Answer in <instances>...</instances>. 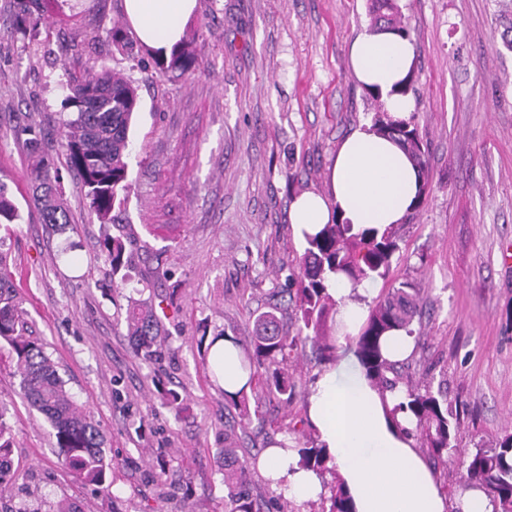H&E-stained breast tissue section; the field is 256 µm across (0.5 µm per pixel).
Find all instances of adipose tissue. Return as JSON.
<instances>
[{
	"label": "adipose tissue",
	"instance_id": "1",
	"mask_svg": "<svg viewBox=\"0 0 512 512\" xmlns=\"http://www.w3.org/2000/svg\"><path fill=\"white\" fill-rule=\"evenodd\" d=\"M196 7L197 0H124L140 42L164 56L182 41ZM415 54L413 41L399 32L372 27L358 33L348 48L356 82L379 95L385 112L396 119L415 110L411 95L400 90ZM327 182V192L309 190L291 200L288 220L296 239L317 234L335 218L379 229L402 223L421 179L396 142L363 123L340 144ZM327 291L336 304L341 335H358L374 288L336 275L329 277ZM404 399L403 389L375 388L352 349L341 352L310 386L308 418L332 457L354 512H448L452 506L457 512H492L481 489L461 491L455 502H448L410 434L412 422L389 413ZM261 470L273 489L296 504L318 500L325 492L323 476L301 468L294 449H266Z\"/></svg>",
	"mask_w": 512,
	"mask_h": 512
}]
</instances>
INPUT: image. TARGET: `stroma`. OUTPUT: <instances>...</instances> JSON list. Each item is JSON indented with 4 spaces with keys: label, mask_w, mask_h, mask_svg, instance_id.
<instances>
[{
    "label": "stroma",
    "mask_w": 512,
    "mask_h": 512,
    "mask_svg": "<svg viewBox=\"0 0 512 512\" xmlns=\"http://www.w3.org/2000/svg\"><path fill=\"white\" fill-rule=\"evenodd\" d=\"M75 16L23 49L10 38L12 0H0V182L20 210L0 226L17 297L77 404L88 408L112 460L97 493L62 466L47 420L0 362V401L14 436L15 482L0 512H227L225 409L210 344L244 342L273 291L291 288L305 246L288 222L292 197L326 188L342 139L371 119L372 100L348 67V47L370 23L367 0H197L186 30L191 57L164 71L141 42L113 49L127 26L124 0H73ZM418 54L411 95L432 183L400 250L387 291L423 290L420 383H446L461 419V447H493L512 432V52L500 41L502 0H399ZM92 46L82 47L86 36ZM120 71L138 88L135 157L119 225L100 223L76 175L64 171L65 230L30 209L28 148L17 122L43 127L45 149L65 159L55 130L67 117L64 72ZM124 235L127 285L105 272L100 245ZM173 295L162 358L145 363L125 322L131 302L157 308ZM321 365L293 352L296 397L249 398L235 446H311L306 399ZM175 389L179 406L161 395Z\"/></svg>",
    "instance_id": "obj_1"
}]
</instances>
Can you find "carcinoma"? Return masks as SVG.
I'll list each match as a JSON object with an SVG mask.
<instances>
[{
	"label": "carcinoma",
	"mask_w": 512,
	"mask_h": 512,
	"mask_svg": "<svg viewBox=\"0 0 512 512\" xmlns=\"http://www.w3.org/2000/svg\"><path fill=\"white\" fill-rule=\"evenodd\" d=\"M70 0H14L15 18L10 37L22 42L35 39L39 28L51 31L56 18L65 15ZM369 15L374 28H396L409 33L398 0H369ZM500 37L505 48L512 50V9L499 16ZM65 102L73 108L59 121L58 146L65 156L67 169L81 180L91 214L102 224L119 223L116 207L127 192L128 172L133 151L129 128L138 109V94L132 81L102 66L77 76L66 74L61 82ZM373 126L382 135L399 141L419 168L422 192L429 187L428 160L415 117L393 120L381 106H376ZM26 136L29 170L32 178L33 212L42 224L64 228L69 214L60 199V169L43 151L45 135L31 124L16 127ZM21 219L7 186L0 183V224H13ZM399 251L397 229L380 231L374 227L356 226L335 221L308 238L300 259V277L292 302L296 312L295 331L278 316L281 302L255 319V330L244 346L240 366L248 374L247 385L258 383L261 391L283 402L295 396V383L286 364L290 353L307 344L319 359L336 360V310L327 292L329 276L341 274L358 286L366 280L388 277L393 258ZM101 255L108 274L128 278L126 243L123 236H109L103 242ZM421 288L410 281L392 287L387 295L370 309L358 336L353 338L362 364L375 385L382 389L402 385L406 401L392 409V414H407L415 421L414 436L433 463L446 462L448 455L464 457V487L483 489L494 506V512H512V433H507L494 447L481 445L472 450L459 447L460 417L448 400L443 385L414 381L405 369V360L391 361L384 353V340L390 331H403L412 336L414 323L421 322ZM127 326L136 341L137 355L145 362L158 353L159 319L153 311L133 305L128 308ZM0 349L5 350L13 365V374L27 403L44 415L56 438L61 463L82 483L99 492L109 490L108 476L112 461L103 450L94 417L79 407L60 376L57 365L39 341L31 335L18 301L7 258L0 253ZM6 409L0 405V499L15 481L12 448L13 436L4 422ZM302 467L319 473L329 470L332 457L319 445L297 449ZM257 458H240L236 449H224V485L230 509L227 512H270L269 504L254 497L248 489L247 477ZM329 505L321 512H352L350 499L341 486L331 488L325 498Z\"/></svg>",
	"instance_id": "obj_1"
}]
</instances>
